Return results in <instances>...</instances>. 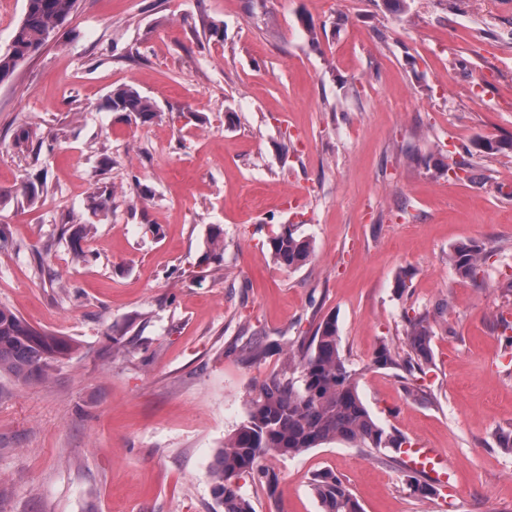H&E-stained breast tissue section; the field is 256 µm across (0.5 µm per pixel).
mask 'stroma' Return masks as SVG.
Here are the masks:
<instances>
[{
	"mask_svg": "<svg viewBox=\"0 0 512 512\" xmlns=\"http://www.w3.org/2000/svg\"><path fill=\"white\" fill-rule=\"evenodd\" d=\"M408 3L77 0L0 84V306L75 344L48 379L0 374V512H215L218 448L328 316L373 417L447 478L414 496L381 452L328 443L276 458L275 492L239 476L254 512H320L327 469L364 512H512V151L474 156L473 183L435 170L512 138V0ZM124 85L157 117L113 111ZM282 224L306 264L274 262ZM468 241L494 252L476 285L448 262ZM418 313L431 363L373 366L385 343L407 358ZM269 245L274 260L288 269L302 265L311 254L310 241L297 235L292 224L280 225L269 237Z\"/></svg>",
	"mask_w": 512,
	"mask_h": 512,
	"instance_id": "obj_1",
	"label": "stroma"
}]
</instances>
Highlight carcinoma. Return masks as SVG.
Listing matches in <instances>:
<instances>
[{
    "mask_svg": "<svg viewBox=\"0 0 512 512\" xmlns=\"http://www.w3.org/2000/svg\"><path fill=\"white\" fill-rule=\"evenodd\" d=\"M76 0H26V10L14 32L15 43L37 55L74 12ZM18 66L16 54L0 53V80L10 78ZM112 111L132 114L147 122L157 115L156 105L136 88L126 86L112 94ZM512 150V140L479 139L466 153L487 157ZM271 254L281 266L292 269L305 263L311 254L310 241L296 234L293 224H282L269 237ZM224 240L221 231H210L203 261L221 258ZM492 251L476 242H462L452 248L448 262L461 278L478 282L482 266ZM407 339L412 356L399 361L389 345L377 351L373 364L378 368L402 367L412 371L413 360H431L432 328L428 317L407 318ZM74 343L63 336H52L28 325L12 310L0 306V374L6 373L21 384L34 378H47L53 366L68 358ZM287 367L266 379L251 398L246 418L225 440L211 469L212 493L223 512H253L233 484L240 474L262 471L269 492L278 485V475L261 470L268 455L292 457L322 444L342 440L361 448L387 449L391 462H402L405 438L379 425L358 393L356 371L341 355L336 319L325 318L311 336L302 341L301 353H288ZM300 373L294 377V373ZM414 469L407 486L423 497L435 488L421 479ZM312 490L321 512H363L359 501L344 481L332 471L314 478Z\"/></svg>",
    "mask_w": 512,
    "mask_h": 512,
    "instance_id": "1",
    "label": "carcinoma"
}]
</instances>
